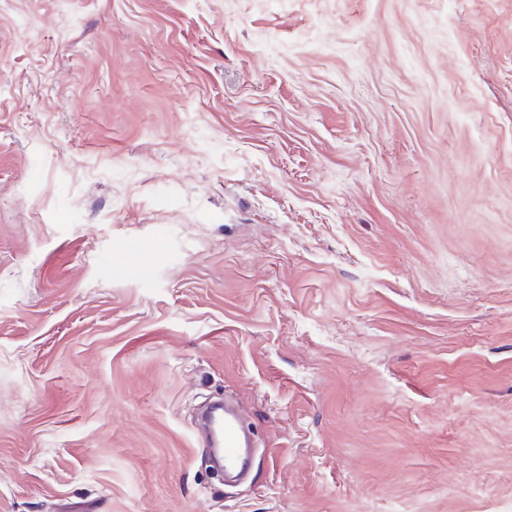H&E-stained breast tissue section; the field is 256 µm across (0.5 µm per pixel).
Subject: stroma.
Wrapping results in <instances>:
<instances>
[{"instance_id": "1", "label": "stroma", "mask_w": 512, "mask_h": 512, "mask_svg": "<svg viewBox=\"0 0 512 512\" xmlns=\"http://www.w3.org/2000/svg\"><path fill=\"white\" fill-rule=\"evenodd\" d=\"M381 507L512 512V0H0V512ZM224 408V432L220 437H208V443L211 448H224V476L228 479L248 468L250 444L242 417L233 409Z\"/></svg>"}]
</instances>
